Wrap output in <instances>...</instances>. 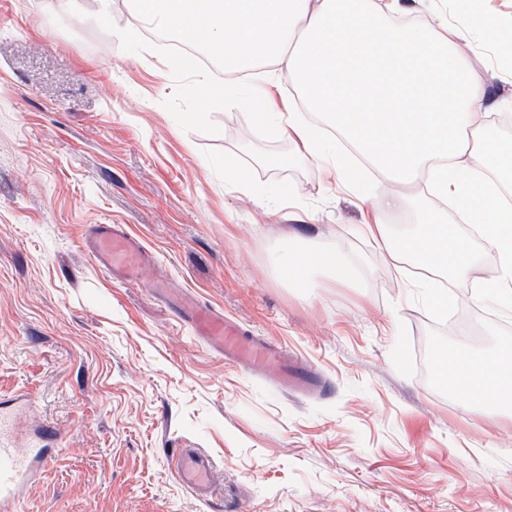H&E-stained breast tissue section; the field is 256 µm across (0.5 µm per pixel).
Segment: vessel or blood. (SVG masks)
Here are the masks:
<instances>
[{"instance_id":"1","label":"vessel or blood","mask_w":512,"mask_h":512,"mask_svg":"<svg viewBox=\"0 0 512 512\" xmlns=\"http://www.w3.org/2000/svg\"><path fill=\"white\" fill-rule=\"evenodd\" d=\"M94 252L109 267L129 271L143 266L146 251L141 243L116 224H100L91 231ZM181 314L198 335L223 356L225 362L243 367L279 365V382L298 392L323 391L324 385L298 358H289L278 345L253 335L230 322L223 314L197 301L182 306ZM52 449L42 434H35L26 447H19L12 406L0 407V512H21L28 487L51 462ZM175 477L195 494H202L212 481L210 459L195 448L179 449L172 460Z\"/></svg>"}]
</instances>
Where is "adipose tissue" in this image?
I'll return each mask as SVG.
<instances>
[{
    "label": "adipose tissue",
    "mask_w": 512,
    "mask_h": 512,
    "mask_svg": "<svg viewBox=\"0 0 512 512\" xmlns=\"http://www.w3.org/2000/svg\"><path fill=\"white\" fill-rule=\"evenodd\" d=\"M409 9L408 0H389L383 13L374 0H134L135 23L125 34L133 38L140 26L153 25L173 30L182 43L207 44L228 80L264 67L253 85L262 121L294 144L296 158L326 164L354 190L369 217L366 233L422 269L412 285L425 302L446 305L434 288L437 279L465 284L477 258L453 235L447 214L432 207L403 240L391 235L386 216L418 207L407 187L419 177L484 228L491 275L477 300L512 299V211L483 177L489 165L512 172V147L487 144L486 128L476 121L492 106L488 84L511 78L512 67L482 73L456 50L457 43L492 35L498 24L477 11L470 25L448 34L422 22H390V15ZM302 103L391 184L382 207L372 203L363 167L337 160L323 125L302 119ZM316 273L343 284L359 276L335 245L294 251L281 266L282 279L295 288L308 287ZM436 363L448 389L466 378L467 404L512 416L511 352L461 345Z\"/></svg>",
    "instance_id": "ef3b65f1"
}]
</instances>
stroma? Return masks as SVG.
<instances>
[{"mask_svg":"<svg viewBox=\"0 0 512 512\" xmlns=\"http://www.w3.org/2000/svg\"><path fill=\"white\" fill-rule=\"evenodd\" d=\"M133 11L0 0V397L33 400L23 431L62 434L24 512H512V418L422 375L430 336L512 347V315L474 301L485 268L446 285L449 310H473L470 341L406 298L403 258L359 232L351 194L255 108L197 110L195 76L125 38ZM97 224L144 246L138 282L93 256ZM302 240L340 246L360 287H284L280 261ZM184 293L311 364L328 392L225 364L173 311ZM181 448L213 461L205 499L168 467Z\"/></svg>","mask_w":512,"mask_h":512,"instance_id":"1","label":"stroma"}]
</instances>
